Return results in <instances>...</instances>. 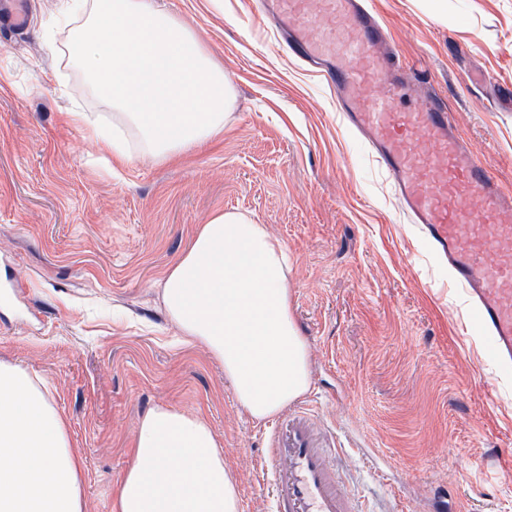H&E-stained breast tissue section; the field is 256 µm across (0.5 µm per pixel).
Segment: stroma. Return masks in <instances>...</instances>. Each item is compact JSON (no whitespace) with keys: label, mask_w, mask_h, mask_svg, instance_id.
Listing matches in <instances>:
<instances>
[{"label":"stroma","mask_w":512,"mask_h":512,"mask_svg":"<svg viewBox=\"0 0 512 512\" xmlns=\"http://www.w3.org/2000/svg\"><path fill=\"white\" fill-rule=\"evenodd\" d=\"M195 33L233 94L223 131L156 163L110 154L66 109L108 123L26 0L0 30V363L45 379L83 457L84 512H110L139 420L201 416L241 512H271L266 424L224 367L185 343L162 284L209 217L237 210L288 250L304 395L343 450L367 512H512V370L494 362L463 294L345 123L328 85L284 51L255 0H156ZM414 76L512 190V0H371Z\"/></svg>","instance_id":"obj_1"}]
</instances>
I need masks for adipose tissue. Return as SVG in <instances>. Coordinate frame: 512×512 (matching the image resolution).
Masks as SVG:
<instances>
[{
    "label": "adipose tissue",
    "mask_w": 512,
    "mask_h": 512,
    "mask_svg": "<svg viewBox=\"0 0 512 512\" xmlns=\"http://www.w3.org/2000/svg\"><path fill=\"white\" fill-rule=\"evenodd\" d=\"M67 63L87 98L113 112L71 121L113 153L156 162L224 128L230 86L195 35L154 0H66ZM163 304L191 343L224 366L240 405L257 422L278 415L309 388L306 346L295 325L288 254L265 225L220 211L169 270ZM112 512H240L230 468L212 428L170 406L145 414ZM84 461L72 448L48 383L0 364V512H83Z\"/></svg>",
    "instance_id": "obj_1"
}]
</instances>
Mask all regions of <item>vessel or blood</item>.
Masks as SVG:
<instances>
[{
	"label": "vessel or blood",
	"instance_id": "1",
	"mask_svg": "<svg viewBox=\"0 0 512 512\" xmlns=\"http://www.w3.org/2000/svg\"><path fill=\"white\" fill-rule=\"evenodd\" d=\"M280 43L336 95L451 281L497 363H512V193L412 78L368 0H261ZM273 512H364L336 471V438L299 404L271 421Z\"/></svg>",
	"mask_w": 512,
	"mask_h": 512
}]
</instances>
